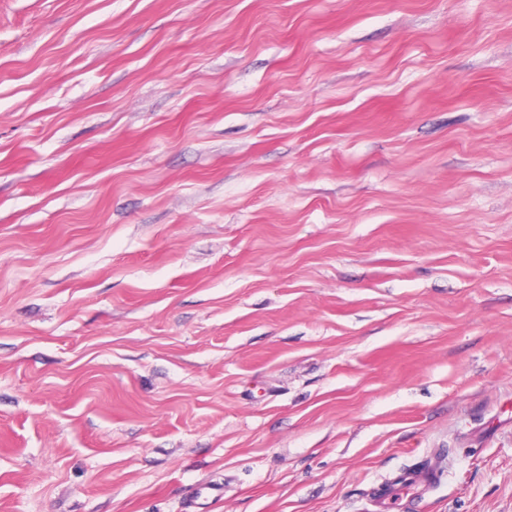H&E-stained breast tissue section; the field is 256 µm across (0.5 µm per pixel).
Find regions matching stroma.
Masks as SVG:
<instances>
[{
	"label": "stroma",
	"mask_w": 512,
	"mask_h": 512,
	"mask_svg": "<svg viewBox=\"0 0 512 512\" xmlns=\"http://www.w3.org/2000/svg\"><path fill=\"white\" fill-rule=\"evenodd\" d=\"M512 512V0H0V512ZM398 481V482H397ZM433 481V472L426 469H420L416 471H412L409 473H406L400 477H398L396 480H394L392 483L377 489L374 492L375 496V502L377 506L380 508V510H384L387 508L388 504H390V501L395 495V490L397 486H401L403 484H409L411 489H418L420 488L421 491H424L425 489L429 488L432 485ZM397 482V483H394Z\"/></svg>",
	"instance_id": "1"
}]
</instances>
